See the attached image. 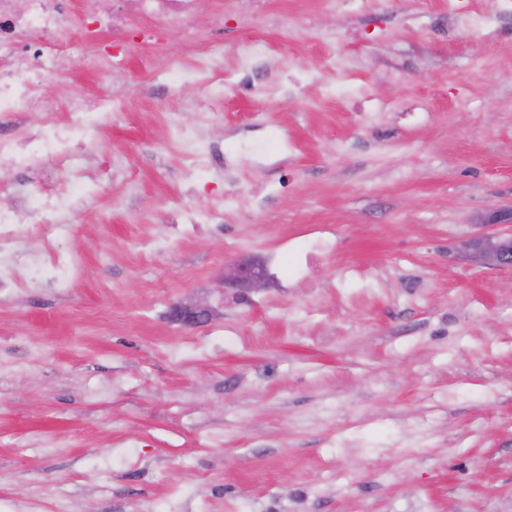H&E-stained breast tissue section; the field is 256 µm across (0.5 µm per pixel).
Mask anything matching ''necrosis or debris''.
Wrapping results in <instances>:
<instances>
[{"instance_id":"4bbe7bcc","label":"necrosis or debris","mask_w":512,"mask_h":512,"mask_svg":"<svg viewBox=\"0 0 512 512\" xmlns=\"http://www.w3.org/2000/svg\"><path fill=\"white\" fill-rule=\"evenodd\" d=\"M86 15L78 39L55 40L66 21L71 0H0V120L22 112H43L47 106L36 90L53 82L66 68L87 72L111 70L125 55L156 50L170 30H179V51L199 48L211 33L224 28V13L216 11L208 29L192 22L198 0H81ZM111 34L102 43L103 34ZM112 99L100 94L74 103L72 120L48 122L37 131L17 137L0 133V181L29 169L42 157L73 168L77 150ZM80 176H72L66 195L49 190L33 194L24 208L0 207V289L18 282L66 287L73 255L64 248L68 236L70 201L89 196ZM42 238L45 257L19 258L16 244L23 238Z\"/></svg>"}]
</instances>
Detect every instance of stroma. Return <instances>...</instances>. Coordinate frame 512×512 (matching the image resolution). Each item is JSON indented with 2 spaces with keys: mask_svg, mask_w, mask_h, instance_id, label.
I'll return each mask as SVG.
<instances>
[{
  "mask_svg": "<svg viewBox=\"0 0 512 512\" xmlns=\"http://www.w3.org/2000/svg\"><path fill=\"white\" fill-rule=\"evenodd\" d=\"M223 2V84L131 56L38 89L114 109L70 287L0 291V512H512V270L459 252L512 223V9ZM69 179L39 159L0 206ZM272 256L280 284L220 286Z\"/></svg>",
  "mask_w": 512,
  "mask_h": 512,
  "instance_id": "obj_1",
  "label": "stroma"
}]
</instances>
